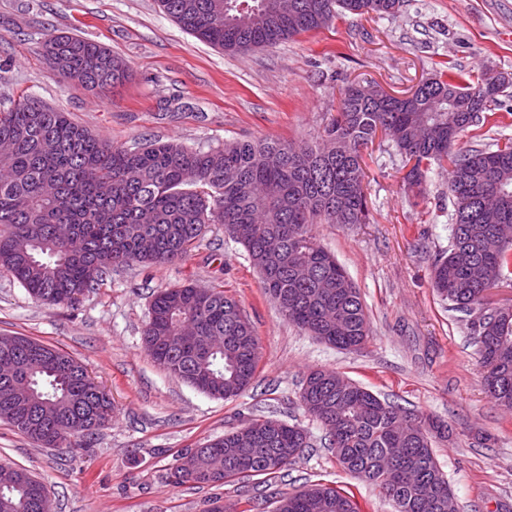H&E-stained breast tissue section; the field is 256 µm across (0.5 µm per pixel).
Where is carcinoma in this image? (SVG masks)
Returning <instances> with one entry per match:
<instances>
[{
  "label": "carcinoma",
  "instance_id": "1",
  "mask_svg": "<svg viewBox=\"0 0 512 512\" xmlns=\"http://www.w3.org/2000/svg\"><path fill=\"white\" fill-rule=\"evenodd\" d=\"M271 0H158L184 30L227 52L275 46L330 25L343 13L393 15L401 0H295L293 13L271 11ZM48 65L73 72L105 92L128 79L129 65L97 42L51 36L40 46ZM507 88L483 77L472 87L443 72L415 88L406 103L381 97L359 82L342 88L337 112L319 140L299 153L278 139L238 140L208 149L175 141L114 147L69 113L27 97V111H0V137L14 151L0 157V269L36 301L71 306L112 271L133 262L163 266L189 257L210 224L242 241L264 291L289 323L337 349L357 352L371 335L362 295L344 268L318 242L315 224H364L366 170L361 150L377 134L410 167L407 191L419 197L432 167L448 169L454 223L448 251L432 269L437 294L451 311L481 318L471 340L495 405L512 406V311L486 306L488 294L512 282V199L499 223L483 218L489 189L512 195V141L494 150L456 148L478 129ZM190 324L201 341L224 346L193 352L175 337ZM150 356L168 373L216 398H235L254 382L259 338L223 286L185 284L153 298L143 330ZM21 342L16 386L35 403L15 398L0 381V420L43 448L91 440L112 421V402L86 366L53 346ZM300 400L322 426L328 448L357 478L379 486L394 512H442L448 479L433 451L448 440L444 420L409 412L331 370L311 371ZM227 431L201 452L177 456L170 482L205 487L259 477L267 482L309 447L304 430L287 423L265 430ZM22 467L0 464V512H50L47 493ZM276 512H360L354 494L312 484L278 500Z\"/></svg>",
  "mask_w": 512,
  "mask_h": 512
}]
</instances>
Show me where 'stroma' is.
I'll list each match as a JSON object with an SVG mask.
<instances>
[{"label":"stroma","mask_w":512,"mask_h":512,"mask_svg":"<svg viewBox=\"0 0 512 512\" xmlns=\"http://www.w3.org/2000/svg\"><path fill=\"white\" fill-rule=\"evenodd\" d=\"M77 34L123 58L130 79L103 93L53 72L38 54L50 35ZM510 83L493 119L461 147L512 140V0H403L397 14H344L328 27L246 53L216 49L183 30L157 0H0V109L22 94L70 113L104 141H314L336 112L341 86L367 81L401 96L439 72ZM369 221L318 224L319 242L359 288L373 334L361 351L328 346L286 320L265 294L245 248L210 225L184 261L132 263L72 306L32 299L0 270V336H27L85 364L114 407L85 451L43 448L0 420V463L26 468L51 512H274L280 496L312 483L353 492L361 512H393L379 488L346 473L305 411L299 389L322 368L402 407L448 420L452 443L435 457L458 512H512V415L486 395L470 316L434 292L432 262L453 224L448 173L432 169L424 200L403 191L401 161L377 136L363 151ZM220 285L260 342L257 377L231 400L210 397L161 369L142 342L158 291ZM263 414L300 426L312 446L283 479L174 485L177 455Z\"/></svg>","instance_id":"1"}]
</instances>
